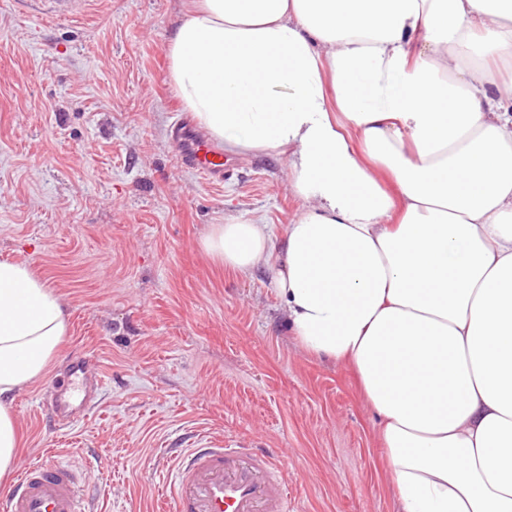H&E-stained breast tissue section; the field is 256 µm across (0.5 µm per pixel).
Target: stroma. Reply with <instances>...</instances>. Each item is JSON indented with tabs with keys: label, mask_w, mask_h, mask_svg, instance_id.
Segmentation results:
<instances>
[{
	"label": "stroma",
	"mask_w": 512,
	"mask_h": 512,
	"mask_svg": "<svg viewBox=\"0 0 512 512\" xmlns=\"http://www.w3.org/2000/svg\"><path fill=\"white\" fill-rule=\"evenodd\" d=\"M187 0H89L81 16L0 0V260L26 265L69 327L11 403L18 464L81 469L94 512H156L167 444L197 433L283 451L292 512H395L353 367L289 336L267 277L207 254L237 217L283 229L300 203L276 153L228 155L223 184L179 164L167 46ZM96 406L73 428L39 401L72 352Z\"/></svg>",
	"instance_id": "1"
}]
</instances>
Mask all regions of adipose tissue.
I'll return each mask as SVG.
<instances>
[{
    "mask_svg": "<svg viewBox=\"0 0 512 512\" xmlns=\"http://www.w3.org/2000/svg\"><path fill=\"white\" fill-rule=\"evenodd\" d=\"M167 59L225 152L286 158L283 233L231 217L203 246L266 268L297 345L353 364L397 512H512V0H195ZM67 328L0 261V478L13 395Z\"/></svg>",
    "mask_w": 512,
    "mask_h": 512,
    "instance_id": "1",
    "label": "adipose tissue"
}]
</instances>
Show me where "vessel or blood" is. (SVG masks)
Masks as SVG:
<instances>
[{
	"instance_id": "b4317fda",
	"label": "vessel or blood",
	"mask_w": 512,
	"mask_h": 512,
	"mask_svg": "<svg viewBox=\"0 0 512 512\" xmlns=\"http://www.w3.org/2000/svg\"><path fill=\"white\" fill-rule=\"evenodd\" d=\"M25 12L44 4L54 15L84 10V0H13ZM184 166L210 183H223L224 153L195 133L187 119L174 127ZM172 512H289L288 457L207 435L193 447L167 451ZM6 512H92L77 470L47 459L24 466L6 493Z\"/></svg>"
}]
</instances>
